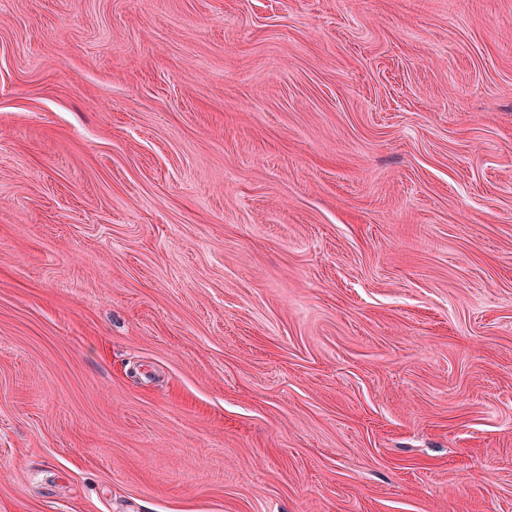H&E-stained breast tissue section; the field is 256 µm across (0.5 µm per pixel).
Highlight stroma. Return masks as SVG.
<instances>
[{"instance_id": "stroma-1", "label": "stroma", "mask_w": 512, "mask_h": 512, "mask_svg": "<svg viewBox=\"0 0 512 512\" xmlns=\"http://www.w3.org/2000/svg\"><path fill=\"white\" fill-rule=\"evenodd\" d=\"M0 512H512V0H0Z\"/></svg>"}]
</instances>
